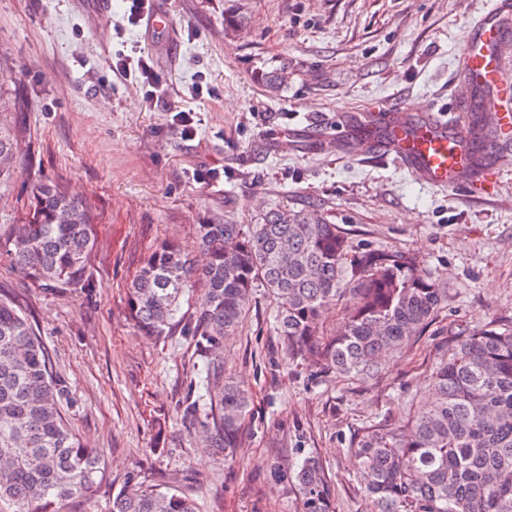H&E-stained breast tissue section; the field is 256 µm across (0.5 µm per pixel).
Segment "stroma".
<instances>
[{"mask_svg": "<svg viewBox=\"0 0 512 512\" xmlns=\"http://www.w3.org/2000/svg\"><path fill=\"white\" fill-rule=\"evenodd\" d=\"M168 31L128 24L121 0L100 16L85 0H0V93L23 135L0 189V235L50 180L96 211L92 287L44 288L0 263L14 298L56 357L63 415L100 458L90 496L59 512H112L128 481L179 487L197 512H301L274 462L308 448L332 480L338 512H368L350 447L364 427L407 417L461 331L512 325V157L486 190L437 189L369 148L342 143L374 106L450 110L455 58L491 0H162ZM241 24L225 26V18ZM148 54L156 106L112 72ZM287 67L279 91L263 73ZM192 109L182 134L167 105ZM317 214L353 249L399 251L446 288L434 318L370 377L290 359L256 290L224 341V372L248 385L251 411L232 463L201 444L178 408L203 363L183 328L157 338L131 317L127 285L161 241L196 249L195 225L251 224L266 211Z\"/></svg>", "mask_w": 512, "mask_h": 512, "instance_id": "1", "label": "stroma"}]
</instances>
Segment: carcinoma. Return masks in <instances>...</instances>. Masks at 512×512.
<instances>
[{
  "instance_id": "cac0c4a2",
  "label": "carcinoma",
  "mask_w": 512,
  "mask_h": 512,
  "mask_svg": "<svg viewBox=\"0 0 512 512\" xmlns=\"http://www.w3.org/2000/svg\"><path fill=\"white\" fill-rule=\"evenodd\" d=\"M20 132L0 122V185L10 179ZM91 208L60 186L38 180L21 220L0 240V259L40 286L90 285ZM205 262L163 241L129 286L138 326L167 336L186 289L204 287L207 306L186 324L203 358L205 446L233 461L250 392L224 376V338L235 334L254 290L274 300L272 327L297 358L310 351L320 369L370 376L434 317L443 289L399 252L355 251L337 225L315 214L276 209L254 224H197ZM348 305L331 337L321 317L338 298ZM431 400L399 424L364 428L351 452L365 474L371 512H512V325H481L457 339L430 377ZM68 400L53 353L21 306L0 296V502L15 512H58L90 494L97 456L62 416ZM201 396L181 403L196 417ZM274 472L303 499V512H336L331 483L312 452ZM112 512H197L176 488H132L112 498Z\"/></svg>"
}]
</instances>
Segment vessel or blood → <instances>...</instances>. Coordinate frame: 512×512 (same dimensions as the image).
Instances as JSON below:
<instances>
[{"label": "vessel or blood", "mask_w": 512, "mask_h": 512, "mask_svg": "<svg viewBox=\"0 0 512 512\" xmlns=\"http://www.w3.org/2000/svg\"><path fill=\"white\" fill-rule=\"evenodd\" d=\"M511 39L512 0H493L461 49L467 80L458 95L459 111H468L475 91L495 99L512 84L500 59L501 47ZM354 142L384 151L433 186L457 188L475 179L463 129L431 110L418 116L401 109L380 111L376 134L356 136Z\"/></svg>", "instance_id": "vessel-or-blood-1"}]
</instances>
